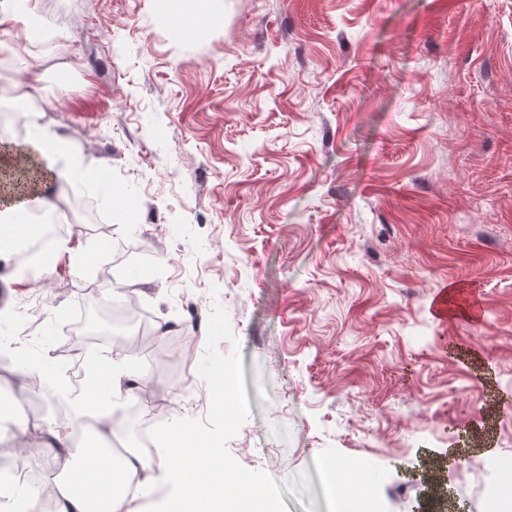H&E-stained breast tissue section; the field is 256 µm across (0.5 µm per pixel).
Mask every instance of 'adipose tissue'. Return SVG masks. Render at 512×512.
<instances>
[{
  "label": "adipose tissue",
  "instance_id": "1",
  "mask_svg": "<svg viewBox=\"0 0 512 512\" xmlns=\"http://www.w3.org/2000/svg\"><path fill=\"white\" fill-rule=\"evenodd\" d=\"M158 3L165 16L201 28L223 16V0H206L202 9L195 0H158ZM64 150L62 138L48 134L37 124L24 142H0V152L6 156L25 157L31 174L24 189L8 188L0 194V229L7 227L12 231L11 244L0 243V258L11 255L28 238L30 209L58 212L67 185L79 179H91V172L80 166L58 167L57 157ZM120 377L115 368L102 366L81 386L68 384L64 390L76 405L94 407L98 419L108 423L112 420V395ZM38 447L51 457L56 467L52 476L58 491L56 512H91L96 499L102 500L103 512H130L127 506L130 487L149 467V458L142 448L128 451L117 463L98 453L75 458L66 446L65 436L57 430L52 431L50 441L39 442Z\"/></svg>",
  "mask_w": 512,
  "mask_h": 512
}]
</instances>
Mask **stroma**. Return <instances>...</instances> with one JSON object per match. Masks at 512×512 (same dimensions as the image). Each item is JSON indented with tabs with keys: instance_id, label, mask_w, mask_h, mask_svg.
Masks as SVG:
<instances>
[{
	"instance_id": "35a3bbf8",
	"label": "stroma",
	"mask_w": 512,
	"mask_h": 512,
	"mask_svg": "<svg viewBox=\"0 0 512 512\" xmlns=\"http://www.w3.org/2000/svg\"><path fill=\"white\" fill-rule=\"evenodd\" d=\"M31 5L17 54L44 80L16 112L0 53V137L25 140L39 114L113 191L56 262L0 260V471L17 493L52 467L14 453L29 422L75 454L95 442L46 394L94 359L149 382L154 423L205 418L191 316L217 302L250 407L228 449L288 512H484L480 449L512 458V0H224L194 37L156 0ZM106 270L147 323L101 338L77 324L105 308ZM446 289L461 309L439 319Z\"/></svg>"
}]
</instances>
